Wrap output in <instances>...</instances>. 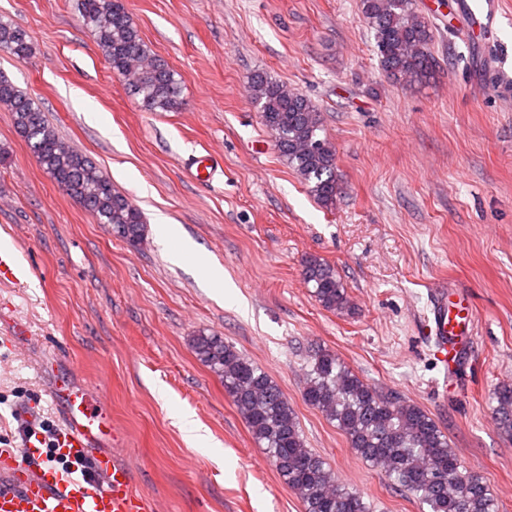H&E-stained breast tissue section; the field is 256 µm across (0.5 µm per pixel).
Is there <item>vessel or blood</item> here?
I'll return each mask as SVG.
<instances>
[{
    "mask_svg": "<svg viewBox=\"0 0 512 512\" xmlns=\"http://www.w3.org/2000/svg\"><path fill=\"white\" fill-rule=\"evenodd\" d=\"M220 166L216 155L201 153L191 164L194 178L210 181ZM430 332L445 370H454L473 331L471 309L441 294L433 303ZM53 398L62 402V429L57 437L68 460L65 468L43 463L38 434L28 435L22 450L0 448V512H158L153 498L135 487L132 471L106 448L111 439L109 415L92 395L66 381L54 384ZM33 463L19 468L17 453ZM93 461L105 475L97 483L80 471Z\"/></svg>",
    "mask_w": 512,
    "mask_h": 512,
    "instance_id": "1",
    "label": "vessel or blood"
}]
</instances>
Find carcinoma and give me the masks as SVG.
Segmentation results:
<instances>
[{"instance_id": "carcinoma-1", "label": "carcinoma", "mask_w": 512, "mask_h": 512, "mask_svg": "<svg viewBox=\"0 0 512 512\" xmlns=\"http://www.w3.org/2000/svg\"><path fill=\"white\" fill-rule=\"evenodd\" d=\"M78 10L112 72L142 109L180 108L176 72L143 40L122 0H78ZM361 10L388 79L412 85L431 77L436 68L432 28L413 0H361ZM0 51L25 61L33 55L34 44L25 29L0 19ZM248 89L261 123L275 136L280 157L319 203L334 205L342 186L335 149L321 135L318 107L306 95L260 73L249 78ZM0 107L11 112L16 130L50 178L68 196L83 200L98 223L136 246L144 237L141 211L94 162L66 145L35 99L1 74ZM305 278L324 308H352L336 272L321 259H306ZM192 349L224 384L304 512H373L361 492L343 485L324 459L306 447L293 408L269 375L222 336L201 333L193 337ZM303 399L336 423L354 453L381 469L392 488L411 495L428 512H499L486 483L463 472L448 436L427 411L367 383L336 353L319 346L309 351ZM493 400L494 423L512 435V385L497 387Z\"/></svg>"}]
</instances>
